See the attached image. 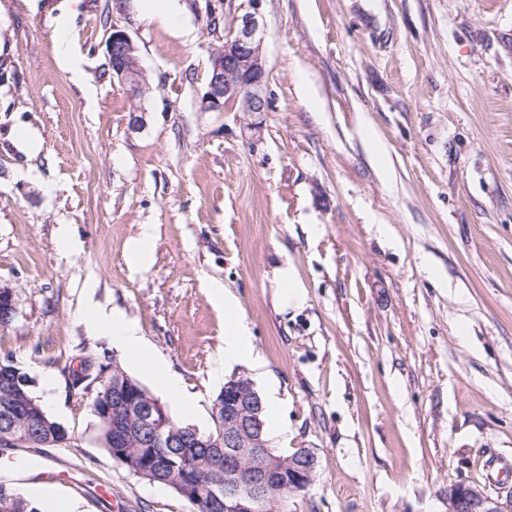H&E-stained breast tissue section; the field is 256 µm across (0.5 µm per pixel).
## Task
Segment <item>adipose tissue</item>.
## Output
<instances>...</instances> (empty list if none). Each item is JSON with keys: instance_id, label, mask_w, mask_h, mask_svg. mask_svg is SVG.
I'll list each match as a JSON object with an SVG mask.
<instances>
[{"instance_id": "1", "label": "adipose tissue", "mask_w": 512, "mask_h": 512, "mask_svg": "<svg viewBox=\"0 0 512 512\" xmlns=\"http://www.w3.org/2000/svg\"><path fill=\"white\" fill-rule=\"evenodd\" d=\"M210 288L213 298L223 304L227 316L220 366L251 361L254 348L246 325L236 316V298L225 291L221 283H211ZM90 323L99 333L111 337L113 344L122 348L136 366L153 375L165 392L175 397L180 396L178 379L166 371L163 363L142 342L136 322L116 312L95 309L91 312Z\"/></svg>"}]
</instances>
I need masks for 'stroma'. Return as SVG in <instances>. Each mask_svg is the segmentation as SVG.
Listing matches in <instances>:
<instances>
[{"mask_svg": "<svg viewBox=\"0 0 512 512\" xmlns=\"http://www.w3.org/2000/svg\"><path fill=\"white\" fill-rule=\"evenodd\" d=\"M178 5L174 31L139 0H0V284L18 308L0 357L74 438L17 449L0 475L76 512H191L102 449L91 395L66 388V368L106 355L184 418L93 331L98 307L180 377L188 425L211 429L227 379L276 390L273 447L318 457L279 512H448L461 482L512 499V0H259L264 112L201 104L211 21L248 0ZM110 22L144 94L107 73ZM286 264L298 309L279 304ZM215 280L261 358L220 378Z\"/></svg>", "mask_w": 512, "mask_h": 512, "instance_id": "1", "label": "stroma"}]
</instances>
